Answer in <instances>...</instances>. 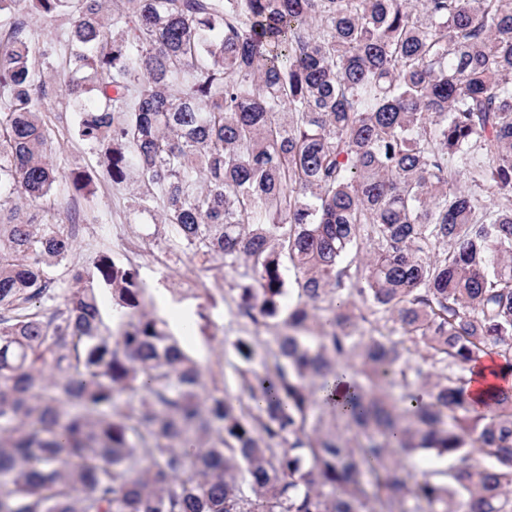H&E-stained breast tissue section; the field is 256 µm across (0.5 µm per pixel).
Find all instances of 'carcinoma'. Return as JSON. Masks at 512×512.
<instances>
[{
  "label": "carcinoma",
  "instance_id": "1",
  "mask_svg": "<svg viewBox=\"0 0 512 512\" xmlns=\"http://www.w3.org/2000/svg\"><path fill=\"white\" fill-rule=\"evenodd\" d=\"M58 100L175 242L250 270L235 314L278 332L259 371L236 340L235 399L136 268L55 286L74 239L29 209L94 183L50 161ZM485 360L512 368V0H0V512H512ZM493 369H496V371H493L495 381L493 383L484 384V381L487 379V372ZM508 374V371H501L496 365H492L489 367H476L472 372H468V377L472 380L470 385H474L475 395L479 397L488 389L489 386L499 387L506 385L508 387H512V377L509 379Z\"/></svg>",
  "mask_w": 512,
  "mask_h": 512
}]
</instances>
